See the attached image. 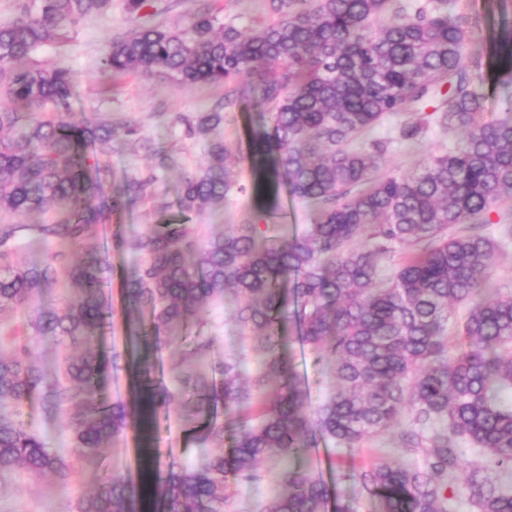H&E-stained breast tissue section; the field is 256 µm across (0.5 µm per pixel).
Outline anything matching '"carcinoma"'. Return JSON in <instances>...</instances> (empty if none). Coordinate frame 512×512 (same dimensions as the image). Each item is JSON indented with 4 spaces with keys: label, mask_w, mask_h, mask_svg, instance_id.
<instances>
[{
    "label": "carcinoma",
    "mask_w": 512,
    "mask_h": 512,
    "mask_svg": "<svg viewBox=\"0 0 512 512\" xmlns=\"http://www.w3.org/2000/svg\"><path fill=\"white\" fill-rule=\"evenodd\" d=\"M112 0H15L0 19V315L30 309L23 331L0 329V476L24 468L61 484L74 461L141 424L136 409L99 401L96 385L112 364L91 337L105 318L102 271L110 246L89 229L114 212L156 196L152 168L104 191L112 143L151 149L132 125L48 118L50 104L70 112V73L28 65L39 48L65 40ZM272 19L249 31L209 12L184 28L139 27L109 42L101 72L156 73L180 88L237 80L265 65L240 96L271 125L253 132L252 162L263 187L283 183L316 208L299 237L269 224H239L207 236L197 224H150L135 243L139 261L124 274L127 310L149 314L141 326L156 351L185 348L177 376L185 411L204 418L198 439L210 451L197 466L169 465L141 484L107 472L77 512H133L155 499L163 512H226L229 486L264 478L263 461L283 462L280 491L262 512H325L330 487L288 466L322 437L338 451L390 437L392 447L354 478L377 512H512V291L499 287L494 253L512 226L490 223L512 200V99L505 116L483 118L484 94L465 47L478 20L459 0H268ZM512 79V39L490 57ZM432 111L398 126L416 139L432 123L457 140L407 174L373 177L390 141L355 142L391 116ZM184 136L201 142L207 164L182 172L174 206L183 215L224 209L235 185L234 150L215 131L224 112L181 115ZM35 214L33 222L17 220ZM39 249L18 263L17 250ZM404 251V262L383 261ZM220 299L260 349L257 373L240 381L242 360L226 359L224 383L207 377L214 338L205 308ZM327 363L331 391L314 418L303 412L305 385L282 356L281 331ZM50 339L54 373L33 360ZM151 406L172 394L148 384ZM45 396L69 435L52 448L24 420L23 406ZM235 416L231 455L213 405ZM469 453L478 463L460 470Z\"/></svg>",
    "instance_id": "carcinoma-1"
}]
</instances>
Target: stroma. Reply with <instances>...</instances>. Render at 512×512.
Listing matches in <instances>:
<instances>
[{"mask_svg":"<svg viewBox=\"0 0 512 512\" xmlns=\"http://www.w3.org/2000/svg\"><path fill=\"white\" fill-rule=\"evenodd\" d=\"M461 2L468 14L479 19L473 39L467 45L468 56L489 55L495 40L504 31H512V0ZM209 9L217 10L224 23L241 29L263 23L268 14L267 0H150L149 7L137 14L128 11L127 0H112L111 10L86 18L63 43L44 46L34 56L35 61L43 65L71 72L77 95L76 113L110 116L114 124L134 125L146 138L159 144L158 151L139 153L129 152L123 143L115 144L107 183L119 185L126 175L151 166L159 174L157 196L90 229L92 236L100 239L118 232L127 240L124 252L112 253L108 259L110 269L105 274L104 297L112 318L93 339L96 347L108 356L116 354L124 358L132 353L141 357L146 354L144 348L131 346L124 315L122 274L138 259L132 246L138 232L149 224L181 219L180 213L168 206L175 196L179 173L166 169L165 153L178 150L184 169L188 171L206 161L203 146L184 137L181 126L174 121L175 116L208 111L228 93L247 88L256 77L250 74L226 84L200 85L185 90L155 76L130 75L118 88L110 90L101 78V59L108 40L134 26L182 27L201 11ZM261 122V113L245 106L225 108L220 134L237 155L236 184L224 200L223 212L191 216V223H214L224 228L238 224H275L280 233L294 237L301 235L312 222L311 208L289 194L287 187H279L277 194L271 197L256 194V175L251 164L252 132ZM397 125V120H387L370 133L371 139L389 143L380 166L384 173L414 171L428 157L455 141L453 133L433 125L416 142L402 144L395 140ZM206 316L215 338L213 361L238 354L243 345L242 336L229 313L216 305L207 307ZM286 356L308 389L304 411L307 416H315L326 397V366L312 352L301 350L293 339L287 342ZM101 391L109 403L138 407L143 415L141 429L128 431L124 439L108 444L99 457L77 463L75 475L67 487H58L52 479L33 477L22 470L0 478V512H74L79 498L96 486L103 470H112L138 482L154 464L193 465L203 458L205 449L197 439L195 425L180 417L179 402H171L165 411L152 413L148 392H135L133 378L123 367L104 381ZM24 418L53 446H66L65 429L42 397L26 403ZM374 452L375 447L370 444L342 454L332 443L320 439L301 458L300 464L335 489L337 497L357 498L359 512H373V502L353 481L352 474L372 458Z\"/></svg>","mask_w":512,"mask_h":512,"instance_id":"35a3bbf8","label":"stroma"}]
</instances>
